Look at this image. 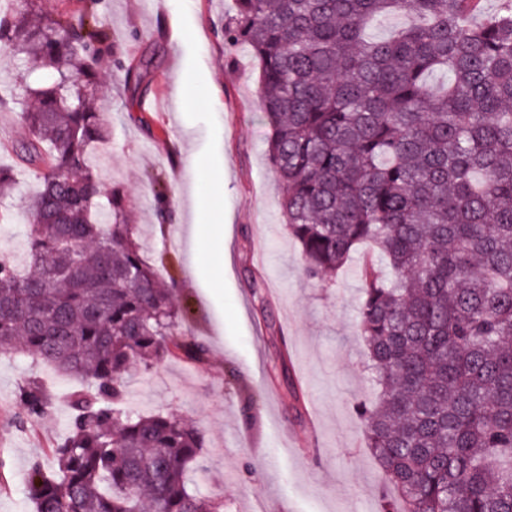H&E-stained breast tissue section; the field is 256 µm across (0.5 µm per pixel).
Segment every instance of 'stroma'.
Instances as JSON below:
<instances>
[{
    "mask_svg": "<svg viewBox=\"0 0 512 512\" xmlns=\"http://www.w3.org/2000/svg\"><path fill=\"white\" fill-rule=\"evenodd\" d=\"M234 8L235 0L103 2L113 46L98 57L107 81L97 108L111 129L96 148L105 183L123 191L148 260L174 277L176 303L188 310L180 329L210 348L203 364L168 360L135 373L127 404L204 430L192 484L223 498L224 512H389L392 495L355 412L375 396L356 329L370 250L336 275L305 276L267 156L256 63L224 40ZM144 58L152 65L134 96L125 74ZM36 188L22 169L0 200V211L17 216L0 225V248L15 258L25 255L20 214ZM218 222L223 258H198L194 225ZM33 376L57 401L22 424L16 392ZM72 386L33 357L0 355V512H33L26 480L67 429L62 398Z\"/></svg>",
    "mask_w": 512,
    "mask_h": 512,
    "instance_id": "obj_1",
    "label": "stroma"
}]
</instances>
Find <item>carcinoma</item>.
Segmentation results:
<instances>
[{
	"mask_svg": "<svg viewBox=\"0 0 512 512\" xmlns=\"http://www.w3.org/2000/svg\"><path fill=\"white\" fill-rule=\"evenodd\" d=\"M236 0L224 40L258 61L267 155L310 277L362 243L357 332L376 399L356 413L394 512H512V0ZM99 0L42 15L0 0V50L49 81L21 111L16 155L40 186L26 268L0 253V354L35 356L79 379L71 420L27 480L34 512H224L191 492L205 433L162 411L123 407L132 368L204 363L177 332L175 281L147 261L124 195L91 150L110 136L92 97L109 43ZM413 19L372 38L369 23ZM16 185L0 165V195ZM24 417L49 414L41 379Z\"/></svg>",
	"mask_w": 512,
	"mask_h": 512,
	"instance_id": "carcinoma-1",
	"label": "carcinoma"
}]
</instances>
